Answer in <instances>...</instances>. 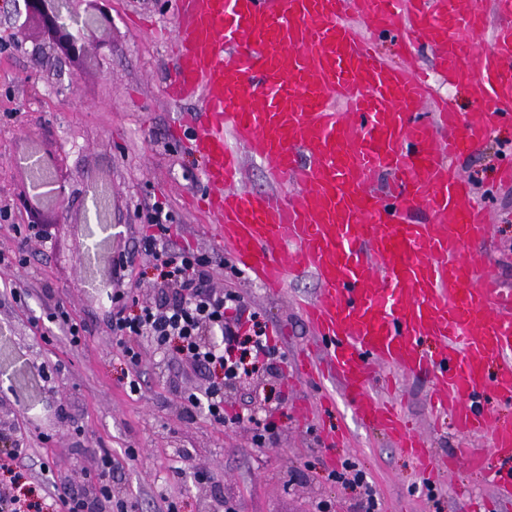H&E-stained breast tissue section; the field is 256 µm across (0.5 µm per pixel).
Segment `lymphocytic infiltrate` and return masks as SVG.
<instances>
[{
  "instance_id": "lymphocytic-infiltrate-1",
  "label": "lymphocytic infiltrate",
  "mask_w": 512,
  "mask_h": 512,
  "mask_svg": "<svg viewBox=\"0 0 512 512\" xmlns=\"http://www.w3.org/2000/svg\"><path fill=\"white\" fill-rule=\"evenodd\" d=\"M145 218L146 230L137 251L121 252L112 259L114 277L122 278L137 252L151 256L158 272L156 286L162 291L154 305L139 303L131 288L112 295V335L132 375L130 391H139L136 377L146 349L157 353L173 349L208 373L210 380L204 394L181 395L184 410L202 408L219 425H240L242 415L229 413L224 404L225 386L261 367L283 362L284 356L244 299L216 286V271L208 256L173 247L169 213L154 207ZM27 454L14 439L0 436V512H32L33 504L22 492L16 471ZM329 478L358 489L354 512H377L376 488L356 462H342Z\"/></svg>"
}]
</instances>
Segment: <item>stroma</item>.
Here are the masks:
<instances>
[{"label":"stroma","instance_id":"1","mask_svg":"<svg viewBox=\"0 0 512 512\" xmlns=\"http://www.w3.org/2000/svg\"><path fill=\"white\" fill-rule=\"evenodd\" d=\"M174 0H110L112 27L80 73L63 60L35 56L36 32L21 24L22 0H0V283L22 281L35 289L27 307L0 295V396L16 417V437L30 454L22 463L30 488L57 483L83 496L86 475L101 455L115 460L112 494L126 512H219L222 499L238 512H353V492L328 482L330 459H351L374 481L379 512H471L488 496L484 473L463 469L437 477L436 501H428L410 458L376 429L363 427L336 383L300 379L298 358L313 343L300 315V302L316 296L312 275L291 280L274 293L235 266L215 239L216 220L203 203L209 188L203 162L180 112L166 98L176 62ZM60 147L71 181L61 208L51 213L48 241L24 243L16 225L27 224L16 196L27 188L17 157L31 141ZM512 151V127L497 129L475 154L457 160L473 185L474 199L489 210L492 225L487 256L512 284V188L496 180L500 160ZM104 178L112 188V221L85 223L93 202L90 183ZM165 205L178 228L172 241L223 262L217 283L237 291L274 336L286 361L274 373L227 390L229 405L243 397L269 396L265 406H247L255 419L273 421L277 440L257 445L253 422L239 427L214 423L202 410L185 414L179 395L204 392L206 373L179 354L147 353L140 367L141 391L130 394L128 366L112 339L106 291L114 253L132 250L143 232L144 215ZM62 301L89 332L72 346L46 319L50 298ZM335 392L332 406L302 417V401ZM432 385L426 374L401 379L399 408L426 437L436 456L488 447L487 439L457 435L449 417H434ZM54 398L59 423L45 425L47 398ZM345 430L343 442L330 436ZM137 451L135 459L125 449Z\"/></svg>","mask_w":512,"mask_h":512}]
</instances>
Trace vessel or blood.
I'll return each instance as SVG.
<instances>
[{"label": "vessel or blood", "instance_id": "obj_1", "mask_svg": "<svg viewBox=\"0 0 512 512\" xmlns=\"http://www.w3.org/2000/svg\"><path fill=\"white\" fill-rule=\"evenodd\" d=\"M180 50L171 102L203 155L217 240L270 290L313 274L299 308L315 333L300 373L333 378L364 425L378 424L422 473L431 450L371 390L374 368L431 375V406L489 449L449 457L448 472L512 458V289L465 249L491 238L485 208L447 163L512 126V0H174ZM492 30L494 47L477 38ZM389 37L433 51L485 110L433 103L424 71L380 57ZM272 188L242 189L245 158ZM380 172L391 179L372 187ZM421 210L416 220L412 211ZM434 339L427 355L419 345Z\"/></svg>", "mask_w": 512, "mask_h": 512}]
</instances>
